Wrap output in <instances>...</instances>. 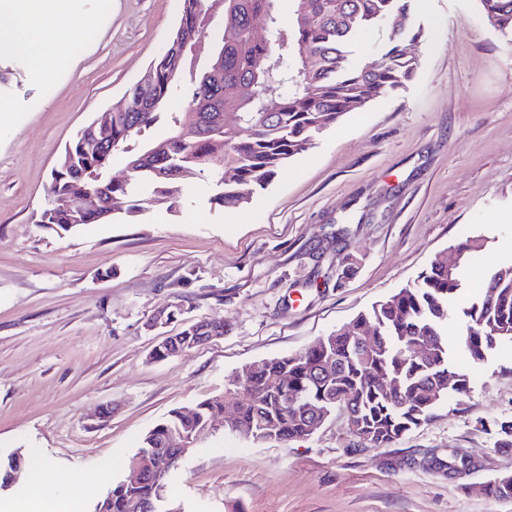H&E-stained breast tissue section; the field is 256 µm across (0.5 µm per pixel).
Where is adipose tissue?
Returning a JSON list of instances; mask_svg holds the SVG:
<instances>
[{
  "label": "adipose tissue",
  "instance_id": "ef3b65f1",
  "mask_svg": "<svg viewBox=\"0 0 512 512\" xmlns=\"http://www.w3.org/2000/svg\"><path fill=\"white\" fill-rule=\"evenodd\" d=\"M0 46L28 57L41 78L66 68L72 59V28L81 18L75 0H0Z\"/></svg>",
  "mask_w": 512,
  "mask_h": 512
}]
</instances>
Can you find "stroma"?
<instances>
[{
    "label": "stroma",
    "mask_w": 512,
    "mask_h": 512,
    "mask_svg": "<svg viewBox=\"0 0 512 512\" xmlns=\"http://www.w3.org/2000/svg\"><path fill=\"white\" fill-rule=\"evenodd\" d=\"M93 31L48 82L0 47V453L45 460L94 512L143 436L177 408L222 396L246 365L292 355L481 235L480 268L512 259V47L477 0H412L417 73L320 134L239 211L191 180L172 206L124 199L119 218L62 235L35 218L73 136L111 108L176 27L180 0H77ZM355 255L354 269L346 258ZM179 306L164 327L147 323ZM224 336L149 361L204 319ZM512 420V346L467 395L384 448L336 413L310 437L257 441L224 427L199 440L166 491L180 512H512L472 486L512 474L497 424ZM466 454L448 478L426 458ZM112 470L82 490L103 459Z\"/></svg>",
    "instance_id": "stroma-1"
}]
</instances>
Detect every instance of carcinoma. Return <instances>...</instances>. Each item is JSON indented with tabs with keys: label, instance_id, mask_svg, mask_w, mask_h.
<instances>
[{
	"label": "carcinoma",
	"instance_id": "cac0c4a2",
	"mask_svg": "<svg viewBox=\"0 0 512 512\" xmlns=\"http://www.w3.org/2000/svg\"><path fill=\"white\" fill-rule=\"evenodd\" d=\"M181 0L176 29L142 76L112 106V119L90 123L59 155L50 198L37 217L49 232H72L106 220L119 200L150 194L154 205L173 203L189 178L215 185L211 202L247 206L290 159L344 115L411 82L419 60L407 47L420 41L410 0ZM487 23L512 42V0H478ZM226 18L224 38L207 67L186 74L198 42L216 15ZM266 27L267 37L254 35ZM386 25L391 37L370 64L351 58L367 31ZM239 118L226 123V116ZM169 133L158 139L154 128ZM126 159L130 181L112 184V210L103 206L112 158ZM94 198L96 208H63L60 198ZM487 247L482 236L451 245L417 278L374 303L348 324L318 338L304 351L250 367L242 386L188 408L171 411L143 438L139 452L165 448L209 420L238 397L236 426L254 439L294 441L310 436L314 415L345 412L351 432L368 447H387L428 421L452 398L466 394L473 372L503 344H512V261L485 271L483 291L457 309L468 288L467 273ZM216 320L198 321L180 334L195 343ZM375 329L377 342L360 346L359 330ZM425 348V356L414 348ZM390 383L394 391L381 387ZM298 405L287 409L284 395ZM122 480L108 492V512H134L165 495L168 481ZM486 495L512 498V481L486 482Z\"/></svg>",
	"mask_w": 512,
	"mask_h": 512
}]
</instances>
